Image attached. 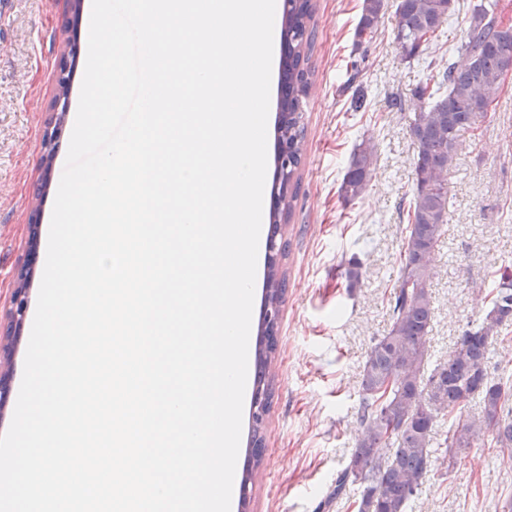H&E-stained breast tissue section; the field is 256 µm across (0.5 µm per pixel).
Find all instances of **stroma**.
Segmentation results:
<instances>
[{
  "label": "stroma",
  "instance_id": "35a3bbf8",
  "mask_svg": "<svg viewBox=\"0 0 512 512\" xmlns=\"http://www.w3.org/2000/svg\"><path fill=\"white\" fill-rule=\"evenodd\" d=\"M397 0L372 41L355 36L362 0H316L309 61L313 89L304 105L306 154L286 227L289 254L280 265L287 295L278 331L274 397L266 454L250 512H355L357 489L326 495L357 446L356 401L365 355L388 325L398 279L404 212L413 188L407 132L413 92L428 61L447 57L462 39L476 0H456V14L422 62H405L394 41ZM70 0H8L0 13V334L11 321L15 276L33 270L27 314H34L45 247L29 257L31 235L47 239L54 195L38 224L31 200L42 173L43 136L55 123L52 75L67 53ZM363 91L366 107H353ZM372 139L377 161L365 195L344 203L339 186L355 146ZM449 222L433 256L436 317L429 335L444 360L469 322L482 313V288L493 272L512 271V79L495 119L479 138L465 137L448 178ZM357 260L362 276L348 287ZM29 324L12 339L10 392L0 406V434L12 421L22 381ZM512 498V455L489 446L457 453L446 475L426 481L408 512H503Z\"/></svg>",
  "mask_w": 512,
  "mask_h": 512
}]
</instances>
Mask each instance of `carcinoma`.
<instances>
[{
    "label": "carcinoma",
    "mask_w": 512,
    "mask_h": 512,
    "mask_svg": "<svg viewBox=\"0 0 512 512\" xmlns=\"http://www.w3.org/2000/svg\"><path fill=\"white\" fill-rule=\"evenodd\" d=\"M498 0L474 5L457 53L432 69L413 93L408 134L414 148V184L406 211V235L399 254L397 285L391 293L388 328L367 351L360 373L357 422L361 437L347 467L337 476L330 498H339L358 484L357 512H407L411 499L439 469L454 465L455 450L485 444L512 451V375L489 372V355L500 329L512 323V273L495 277L484 297V315L469 325L448 351V361L430 363L429 333L435 299L430 291V261L448 223V174L466 134L479 129L495 108L505 74L512 69V24L498 14ZM385 0H363L356 29L358 43L373 38L385 15ZM454 0H398L395 41L404 61L420 57L454 13ZM313 0H288L281 17V96L278 143L288 141V156H275V204L266 214V249H275L266 263L263 314L253 352V394L248 460L239 481V512H248L255 479L264 464L263 433L272 402V369L277 355V326L285 303L287 280L278 258L287 214L299 182L295 179L305 155L302 103L312 90L307 70L312 50L309 30ZM427 42L419 44L421 38ZM78 54L69 52L59 65L56 99L61 107L56 125L69 109L71 69ZM56 132L44 138L47 154L40 187L34 193L40 212L50 183ZM376 158L375 145L364 140L353 151L340 186L347 202L363 197L367 172ZM477 412L467 413L470 403ZM448 416V432L434 455L440 418Z\"/></svg>",
    "instance_id": "cac0c4a2"
}]
</instances>
